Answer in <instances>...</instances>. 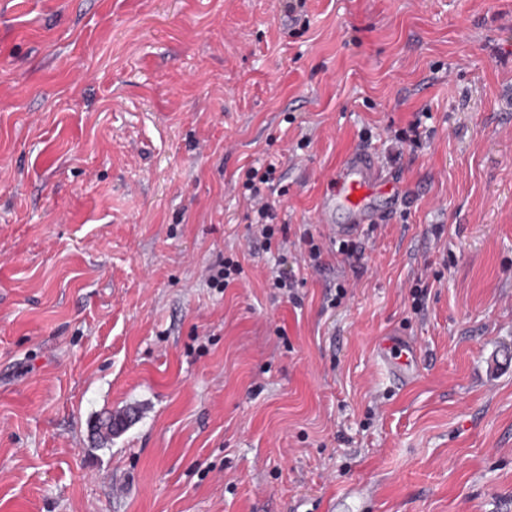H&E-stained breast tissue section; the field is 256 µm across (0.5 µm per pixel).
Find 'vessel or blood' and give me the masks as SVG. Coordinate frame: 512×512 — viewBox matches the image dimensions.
I'll return each instance as SVG.
<instances>
[{"mask_svg": "<svg viewBox=\"0 0 512 512\" xmlns=\"http://www.w3.org/2000/svg\"><path fill=\"white\" fill-rule=\"evenodd\" d=\"M378 177V165L371 155L357 152L347 158L319 211L321 223L327 224L334 238H359L372 223L385 220V213L372 210L366 204L378 183ZM337 204L350 212L351 223H331L330 211ZM377 359L387 368L390 376L400 382L412 379L419 370L416 344L400 334L379 343Z\"/></svg>", "mask_w": 512, "mask_h": 512, "instance_id": "b4317fda", "label": "vessel or blood"}]
</instances>
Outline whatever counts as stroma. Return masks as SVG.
I'll return each mask as SVG.
<instances>
[{
  "label": "stroma",
  "mask_w": 512,
  "mask_h": 512,
  "mask_svg": "<svg viewBox=\"0 0 512 512\" xmlns=\"http://www.w3.org/2000/svg\"><path fill=\"white\" fill-rule=\"evenodd\" d=\"M285 3L0 0V512H512V0ZM360 149L405 200L348 255ZM270 162L282 250L235 184ZM378 177V165L371 155L357 152L347 158L319 211L320 222L327 225L334 238L357 239L372 223L389 217L390 213L374 211L366 204L367 198L376 188ZM336 203L350 212L351 224L331 223L330 211ZM242 266L231 258H224L210 268L209 283L213 288H227L243 273ZM392 337L378 345L377 360L381 362L398 382L409 381L419 370V350L415 343L402 333H393ZM127 417H131L130 412L124 414H109L106 417H100L95 424L96 433L100 442L107 443L112 437L119 435L127 426ZM118 421L121 427L118 426Z\"/></svg>",
  "instance_id": "obj_1"
}]
</instances>
